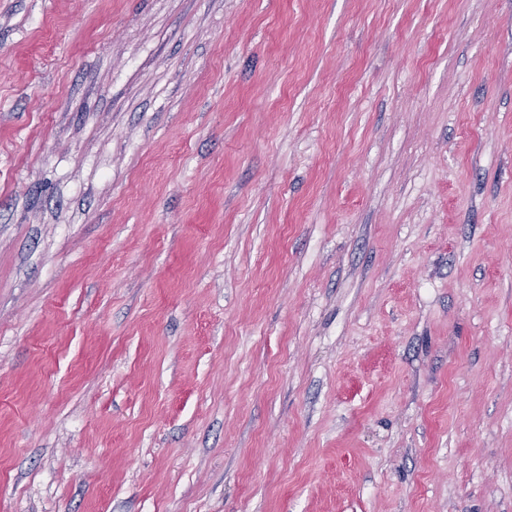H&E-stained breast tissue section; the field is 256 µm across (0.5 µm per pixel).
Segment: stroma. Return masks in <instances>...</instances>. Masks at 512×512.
<instances>
[{
	"instance_id": "1",
	"label": "stroma",
	"mask_w": 512,
	"mask_h": 512,
	"mask_svg": "<svg viewBox=\"0 0 512 512\" xmlns=\"http://www.w3.org/2000/svg\"><path fill=\"white\" fill-rule=\"evenodd\" d=\"M0 512H512V0H0Z\"/></svg>"
}]
</instances>
